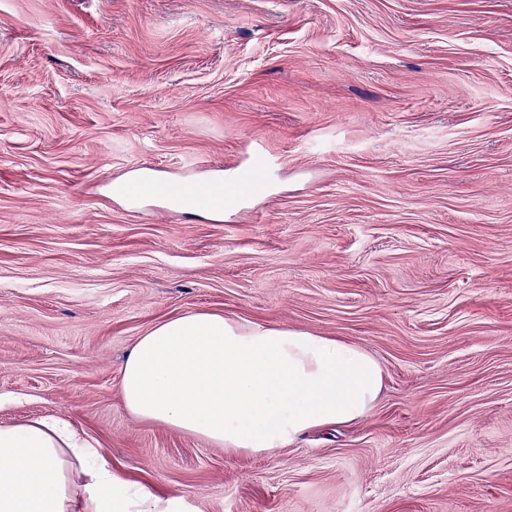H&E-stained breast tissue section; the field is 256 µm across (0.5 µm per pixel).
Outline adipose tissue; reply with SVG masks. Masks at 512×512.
Segmentation results:
<instances>
[{
  "instance_id": "ef3b65f1",
  "label": "adipose tissue",
  "mask_w": 512,
  "mask_h": 512,
  "mask_svg": "<svg viewBox=\"0 0 512 512\" xmlns=\"http://www.w3.org/2000/svg\"><path fill=\"white\" fill-rule=\"evenodd\" d=\"M134 417L245 456L358 420L384 386L363 346L298 328L189 312L156 324L121 365ZM68 421L0 426V512H175Z\"/></svg>"
}]
</instances>
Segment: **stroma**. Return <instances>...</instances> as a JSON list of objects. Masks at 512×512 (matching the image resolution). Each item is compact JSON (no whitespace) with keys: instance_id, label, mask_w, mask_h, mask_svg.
Masks as SVG:
<instances>
[{"instance_id":"35a3bbf8","label":"stroma","mask_w":512,"mask_h":512,"mask_svg":"<svg viewBox=\"0 0 512 512\" xmlns=\"http://www.w3.org/2000/svg\"><path fill=\"white\" fill-rule=\"evenodd\" d=\"M193 311L382 393L261 457L134 418L125 354ZM47 415L186 512H512V0H0V426Z\"/></svg>"}]
</instances>
